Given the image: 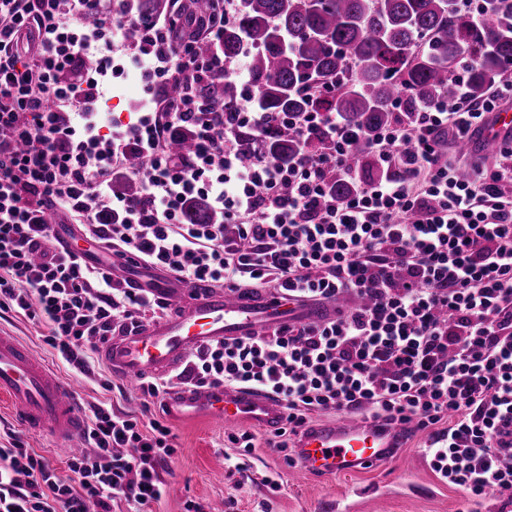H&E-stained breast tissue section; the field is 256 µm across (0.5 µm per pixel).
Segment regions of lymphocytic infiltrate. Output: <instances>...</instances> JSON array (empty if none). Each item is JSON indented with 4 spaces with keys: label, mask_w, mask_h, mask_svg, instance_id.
I'll list each match as a JSON object with an SVG mask.
<instances>
[{
    "label": "lymphocytic infiltrate",
    "mask_w": 512,
    "mask_h": 512,
    "mask_svg": "<svg viewBox=\"0 0 512 512\" xmlns=\"http://www.w3.org/2000/svg\"><path fill=\"white\" fill-rule=\"evenodd\" d=\"M72 10L94 19L95 45L71 31L59 0H0V310L43 326V343L85 378L116 327L166 314L165 300L121 287L79 249L50 247L54 211L186 283L270 286L303 305L352 293L347 313L211 344L143 392L159 396L177 379L272 393L287 423L268 445L282 452L314 411L413 422L430 433L432 470L465 492L466 512L491 496L511 506L512 165H477L464 179L439 144L448 131H484L512 102V77L476 99L456 69L450 97L369 135L335 112L288 113L299 148L280 166L245 156L242 131L260 135L269 118L253 107L244 67L231 70L237 111L170 92L226 70L221 55L204 62L194 47L220 44L230 13L190 32L181 16L146 18L129 0H73ZM128 29L138 33L130 56L151 63L143 78L156 109L103 136L96 75ZM184 130L194 148L174 154ZM325 138L334 151L318 149ZM360 144L384 174L336 199L330 180L356 178L349 157ZM121 175L139 182L136 196L113 193ZM198 198L223 223H184ZM83 439L91 450L69 458L71 482L18 437L0 443V512H112L119 500L139 510L162 497L159 470L175 452L168 426L101 402Z\"/></svg>",
    "instance_id": "f902f5d3"
}]
</instances>
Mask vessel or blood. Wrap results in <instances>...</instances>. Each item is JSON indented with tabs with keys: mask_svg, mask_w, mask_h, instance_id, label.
Instances as JSON below:
<instances>
[{
	"mask_svg": "<svg viewBox=\"0 0 512 512\" xmlns=\"http://www.w3.org/2000/svg\"><path fill=\"white\" fill-rule=\"evenodd\" d=\"M510 130L512 111L501 110L491 129L481 134L483 148L496 150L499 134ZM129 285L148 287L176 303L171 316L133 332H119L99 344L97 352L113 373L132 381L167 375L193 351L215 342L269 335L295 321L312 324L329 317L324 304L301 309L289 300L218 290L205 283L186 284L169 275H153L146 281L134 277ZM0 397L24 427L51 432L60 447L78 452L84 421L72 391L27 345L1 333ZM162 404L171 416H202L222 426L244 421L274 432L286 422L284 405L277 397L246 387L175 385L164 393ZM402 441L401 428L345 413L335 421L300 430L292 445L293 458L298 470L332 478L386 464Z\"/></svg>",
	"mask_w": 512,
	"mask_h": 512,
	"instance_id": "1",
	"label": "vessel or blood"
}]
</instances>
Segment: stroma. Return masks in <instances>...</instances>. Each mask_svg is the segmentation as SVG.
<instances>
[{
    "mask_svg": "<svg viewBox=\"0 0 512 512\" xmlns=\"http://www.w3.org/2000/svg\"><path fill=\"white\" fill-rule=\"evenodd\" d=\"M141 72V65L129 60L123 46L114 47L112 71L101 79L99 111L125 121L132 106L147 109ZM0 331L29 346L82 406L105 402L114 411L144 422L158 419L170 427L176 451L160 472L165 492L151 505V512H186L190 500L205 512H463L465 507L463 492L441 482L430 468L419 430H411L395 457L374 470L330 479L299 476L282 452L268 447L266 433L252 430L248 423L221 427L203 417L167 416L161 399L144 396L140 386L114 377L106 366H99L95 382L68 373L43 344V329L36 322L0 311ZM105 379L111 381L110 389L102 388ZM247 431L255 436L248 453L232 441ZM9 433L49 458L59 474H67L69 456L59 450L55 438L22 427L8 402L0 399V437ZM274 480L279 481V489L271 488Z\"/></svg>",
    "mask_w": 512,
    "mask_h": 512,
    "instance_id": "stroma-1",
    "label": "stroma"
}]
</instances>
